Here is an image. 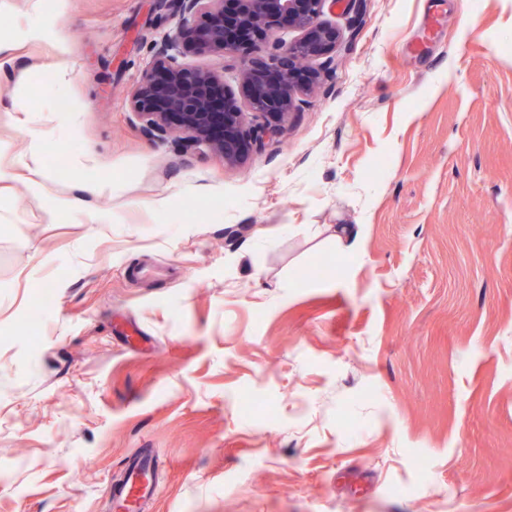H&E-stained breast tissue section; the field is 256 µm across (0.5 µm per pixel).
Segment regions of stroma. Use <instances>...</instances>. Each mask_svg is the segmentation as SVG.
Masks as SVG:
<instances>
[{"label":"stroma","mask_w":512,"mask_h":512,"mask_svg":"<svg viewBox=\"0 0 512 512\" xmlns=\"http://www.w3.org/2000/svg\"><path fill=\"white\" fill-rule=\"evenodd\" d=\"M325 18L230 166L129 109L157 0H0V512H111L140 456L146 512H512V0Z\"/></svg>","instance_id":"35a3bbf8"}]
</instances>
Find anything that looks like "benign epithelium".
<instances>
[{
	"label": "benign epithelium",
	"mask_w": 512,
	"mask_h": 512,
	"mask_svg": "<svg viewBox=\"0 0 512 512\" xmlns=\"http://www.w3.org/2000/svg\"><path fill=\"white\" fill-rule=\"evenodd\" d=\"M336 0H235V23L224 0H169L180 23L153 43V61L129 93L130 110L152 135L175 134L205 146L227 164L242 163L288 130L301 97L320 73L308 64L331 61L341 33L323 19ZM299 32L295 40L278 36ZM186 47L201 56L240 57L233 76L179 61Z\"/></svg>",
	"instance_id": "1"
}]
</instances>
